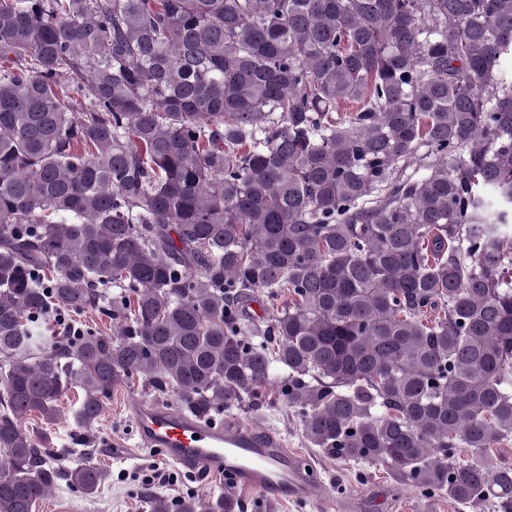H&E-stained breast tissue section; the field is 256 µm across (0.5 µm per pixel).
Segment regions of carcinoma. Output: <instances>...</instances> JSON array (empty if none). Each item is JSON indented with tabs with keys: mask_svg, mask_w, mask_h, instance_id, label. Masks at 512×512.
I'll list each match as a JSON object with an SVG mask.
<instances>
[{
	"mask_svg": "<svg viewBox=\"0 0 512 512\" xmlns=\"http://www.w3.org/2000/svg\"><path fill=\"white\" fill-rule=\"evenodd\" d=\"M507 58L512 0H0V512L96 494L23 420L135 378L275 393L312 447L512 512ZM58 313H63L66 319V323L70 322L74 327L88 331L91 329V331L98 332L104 336H109L112 334L111 320L98 311H75L60 309L57 311V313L51 314L49 317H47V321L56 324V315H58Z\"/></svg>",
	"mask_w": 512,
	"mask_h": 512,
	"instance_id": "1",
	"label": "carcinoma"
}]
</instances>
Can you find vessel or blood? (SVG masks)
I'll use <instances>...</instances> for the list:
<instances>
[{"label":"vessel or blood","instance_id":"b4317fda","mask_svg":"<svg viewBox=\"0 0 512 512\" xmlns=\"http://www.w3.org/2000/svg\"><path fill=\"white\" fill-rule=\"evenodd\" d=\"M130 411L141 444L191 474L218 477L270 499L308 500L317 492L313 469L273 435L157 403L136 401Z\"/></svg>","mask_w":512,"mask_h":512}]
</instances>
